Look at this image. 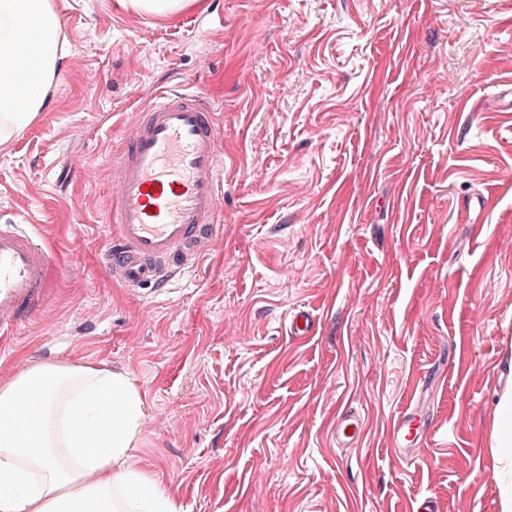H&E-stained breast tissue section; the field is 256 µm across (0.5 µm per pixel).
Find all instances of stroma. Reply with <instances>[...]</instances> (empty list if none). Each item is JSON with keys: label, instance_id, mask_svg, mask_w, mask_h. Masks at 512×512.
<instances>
[{"label": "stroma", "instance_id": "1", "mask_svg": "<svg viewBox=\"0 0 512 512\" xmlns=\"http://www.w3.org/2000/svg\"><path fill=\"white\" fill-rule=\"evenodd\" d=\"M56 5L68 64L0 146V222L48 245L54 291L0 346V384L33 361L127 373L147 406L136 460L179 512H501L512 0ZM163 87L211 103L224 171L213 246L155 294L102 255L112 156ZM477 195L471 224L458 201ZM297 306L311 336L288 330ZM416 402L429 432L407 463L392 426ZM205 0H120L125 9L137 14L170 18L191 7H202ZM336 435L339 444L345 446L358 444L362 435V427L359 420L341 418L336 425Z\"/></svg>", "mask_w": 512, "mask_h": 512}]
</instances>
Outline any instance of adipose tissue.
Masks as SVG:
<instances>
[{"mask_svg": "<svg viewBox=\"0 0 512 512\" xmlns=\"http://www.w3.org/2000/svg\"><path fill=\"white\" fill-rule=\"evenodd\" d=\"M69 56L55 0H0V146L45 111ZM502 512H512V394L497 402ZM144 401L123 372L29 364L0 385V512H177L135 461Z\"/></svg>", "mask_w": 512, "mask_h": 512, "instance_id": "adipose-tissue-1", "label": "adipose tissue"}]
</instances>
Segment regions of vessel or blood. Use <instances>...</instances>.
Masks as SVG:
<instances>
[{
	"instance_id": "vessel-or-blood-1",
	"label": "vessel or blood",
	"mask_w": 512,
	"mask_h": 512,
	"mask_svg": "<svg viewBox=\"0 0 512 512\" xmlns=\"http://www.w3.org/2000/svg\"><path fill=\"white\" fill-rule=\"evenodd\" d=\"M219 128L204 100L162 91L138 111L112 159L115 190L106 222L104 265L130 288L165 289L210 249L220 218L223 160ZM52 254L17 224H0V338L6 339L49 298ZM426 428L423 407L399 412L397 455L411 458Z\"/></svg>"
}]
</instances>
